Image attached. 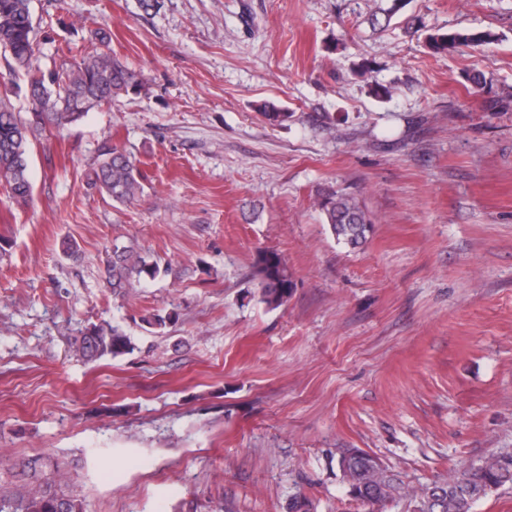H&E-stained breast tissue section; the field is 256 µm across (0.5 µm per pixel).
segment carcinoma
Segmentation results:
<instances>
[{
	"label": "carcinoma",
	"instance_id": "1",
	"mask_svg": "<svg viewBox=\"0 0 512 512\" xmlns=\"http://www.w3.org/2000/svg\"><path fill=\"white\" fill-rule=\"evenodd\" d=\"M491 33L449 30L426 38L435 55L477 47L489 42ZM0 42L13 49L9 68L26 82L29 111L15 110L8 97L0 96V187L17 202L32 198L29 177L31 141L48 128L76 125L95 108H112L119 99L138 95L143 88L139 74L111 53L96 45L68 48V55L51 69L39 64L40 45L30 11V0H0ZM89 184L113 202L132 205L145 192L137 160L115 145H105L100 160L87 174ZM318 206L324 223L336 240L346 246L363 245L373 231L368 210L351 193L328 188L319 194ZM260 299L277 308L293 291L292 276L282 257L261 251L254 261ZM158 266L133 249L114 245L107 269V285L120 292L134 279L154 278ZM72 347L82 358L95 361L133 351L130 338L104 321L74 337ZM338 466L353 498L377 503L409 495L417 500L418 512H472L473 504L493 490L512 483V456L490 458L461 471L453 482L408 488L380 462L357 448L341 451ZM20 470L25 482L3 492L0 512H90L85 498L58 485L69 478L68 470L50 457L14 462L0 460V476Z\"/></svg>",
	"mask_w": 512,
	"mask_h": 512
}]
</instances>
